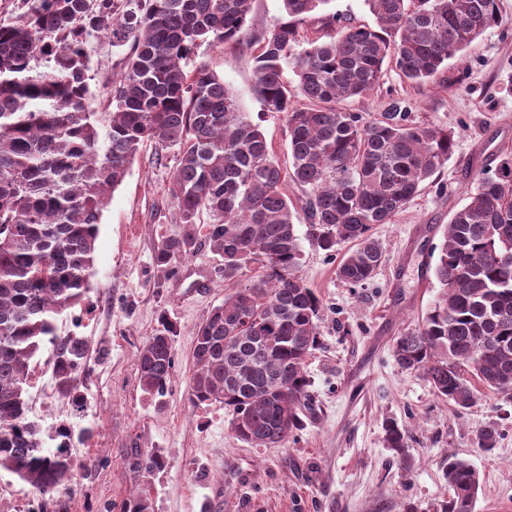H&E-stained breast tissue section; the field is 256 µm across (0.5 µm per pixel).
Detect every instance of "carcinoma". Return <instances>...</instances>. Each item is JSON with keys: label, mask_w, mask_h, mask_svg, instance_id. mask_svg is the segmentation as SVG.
I'll return each mask as SVG.
<instances>
[{"label": "carcinoma", "mask_w": 512, "mask_h": 512, "mask_svg": "<svg viewBox=\"0 0 512 512\" xmlns=\"http://www.w3.org/2000/svg\"><path fill=\"white\" fill-rule=\"evenodd\" d=\"M282 2L284 15L259 38L252 92L286 122L287 173L224 79L192 61L205 43L246 39L252 0H20L17 20L0 23V471L43 506L99 461L73 464L69 428L44 446L28 418L34 357L44 341L53 345L55 386L84 410L87 344L59 335L56 321L92 287L102 211L140 147H178L171 196L182 231L161 241L154 265L174 273L196 252L206 217L224 281L235 284L195 328L190 401L224 405L251 446L284 448L309 409L306 361L319 345L322 310L300 275L285 177L307 192V237L330 256L350 245L337 278L366 286L383 261L373 225L392 223L448 159L454 138L396 108L368 123L336 103L373 90L387 60L408 82H427L500 23L497 0H366L377 27L339 29L331 0ZM314 24L323 35L298 49L300 31ZM92 36L128 48L104 123L89 109ZM286 65L295 90L282 79ZM433 277L439 291L421 322L397 337L396 363L422 374L459 413L482 388L512 399V157L482 173L452 214ZM175 336L163 313L138 350L139 385L153 398L175 378ZM499 439L492 422L472 442L488 452ZM407 440L405 427L385 422V446L409 471ZM164 467L155 451H136V493L119 512H153L147 478ZM445 477L451 494L433 512H474L479 472L450 453Z\"/></svg>", "instance_id": "1"}]
</instances>
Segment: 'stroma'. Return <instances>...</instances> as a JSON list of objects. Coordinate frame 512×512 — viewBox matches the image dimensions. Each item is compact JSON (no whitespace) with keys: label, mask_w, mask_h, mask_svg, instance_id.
Returning a JSON list of instances; mask_svg holds the SVG:
<instances>
[{"label":"stroma","mask_w":512,"mask_h":512,"mask_svg":"<svg viewBox=\"0 0 512 512\" xmlns=\"http://www.w3.org/2000/svg\"><path fill=\"white\" fill-rule=\"evenodd\" d=\"M498 6L500 24L450 59L434 80L408 83L388 61L368 95L341 104L368 121L399 108L413 123L452 131L455 147L393 223L374 226L385 260L366 287L340 283L337 259L301 238V274L324 310L321 346L307 359L314 412L288 447H251L235 436L223 405L195 407L189 401L193 331L233 288L220 276L219 260L203 234L196 253L179 262L173 275L157 271L158 244L182 226L170 196L173 168L155 164L154 144L143 145L103 211L93 286L84 303L58 320L61 333L88 344L83 413H74L56 390L48 367L51 345H42L35 357L28 416L42 425L47 447H54L60 427H89L91 439L72 456L100 461L46 512H105L108 504L128 497L135 487V448L160 451L167 462L151 478L154 512H404L410 503L429 512L449 495L444 468L452 453L484 478L475 512H512V400L490 393L457 413L420 374L402 371L392 352L396 337L420 321L436 294L434 277L419 273L423 256L442 242L445 225L476 175L512 154V0H498ZM252 14L246 40L201 46L198 57L238 96L287 170L286 123L263 111L251 92L258 39L282 16V0H253ZM88 52L91 109L102 116L111 109L112 77L122 68L123 52L96 36ZM163 313L178 329L177 371L159 404L142 392L135 359ZM388 419L411 431V471L384 445ZM491 422L501 437L485 452L472 439Z\"/></svg>","instance_id":"1"}]
</instances>
